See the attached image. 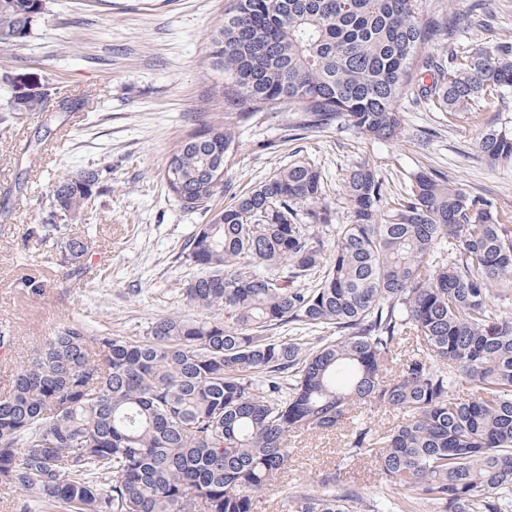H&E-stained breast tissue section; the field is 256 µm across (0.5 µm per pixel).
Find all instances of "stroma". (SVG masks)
Instances as JSON below:
<instances>
[{"label":"stroma","instance_id":"obj_1","mask_svg":"<svg viewBox=\"0 0 512 512\" xmlns=\"http://www.w3.org/2000/svg\"><path fill=\"white\" fill-rule=\"evenodd\" d=\"M229 0H46L45 11L22 45L0 46V107L18 92L44 100L0 124V331L13 336L0 350V391L7 389L26 352L59 327L80 324L115 336L136 337L156 317L188 313L181 290L198 267L183 246L200 225L292 161L321 170L323 193L336 221L349 223L347 170L374 166L387 187L384 206L400 199L411 173L433 168L473 195L495 199L501 223L512 225V163L489 164L474 148L489 127L512 131V94L478 111L447 113L417 90L403 94L401 135L366 138L349 127H302L299 113H255L239 130V148L224 166V189L207 211H186L164 181L170 150L200 129L215 111L208 47ZM445 8L458 23L452 38L426 52L447 59L512 39V0H425L424 11ZM78 99L76 112L62 100ZM111 168L86 221L67 234L86 239L89 263L72 275L31 235L42 200L60 170ZM43 277L41 294L16 286L24 273ZM284 474L319 486L335 469L372 492L381 477L375 461L350 457L338 436L298 437Z\"/></svg>","mask_w":512,"mask_h":512}]
</instances>
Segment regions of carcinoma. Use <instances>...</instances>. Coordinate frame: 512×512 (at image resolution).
<instances>
[{
    "label": "carcinoma",
    "instance_id": "carcinoma-1",
    "mask_svg": "<svg viewBox=\"0 0 512 512\" xmlns=\"http://www.w3.org/2000/svg\"><path fill=\"white\" fill-rule=\"evenodd\" d=\"M423 0H232L210 40L212 98L224 108L186 135L164 168L168 191L199 210L257 112L335 122L377 140L402 132L400 95L429 67L423 50L454 26ZM45 0H0V46L30 36ZM512 91V41L433 72L424 98L450 112ZM10 99L0 115L40 112ZM476 151L512 162V132ZM321 172L278 169L201 225L185 260L204 274L187 304L224 317H157L145 336L58 330L0 393V490L59 512H258L280 488L282 512H512V228L495 201L436 170L412 174L403 202L367 163L348 169L352 221L332 225ZM99 173L65 172L32 233L80 272L89 247L58 236L86 215ZM336 227L325 244L324 230ZM316 277L314 285L303 287ZM331 325L334 336H265ZM416 348L395 358L401 341ZM392 408L383 433L356 409ZM339 435L374 458L368 495L329 473L320 488L280 480L299 435Z\"/></svg>",
    "mask_w": 512,
    "mask_h": 512
}]
</instances>
